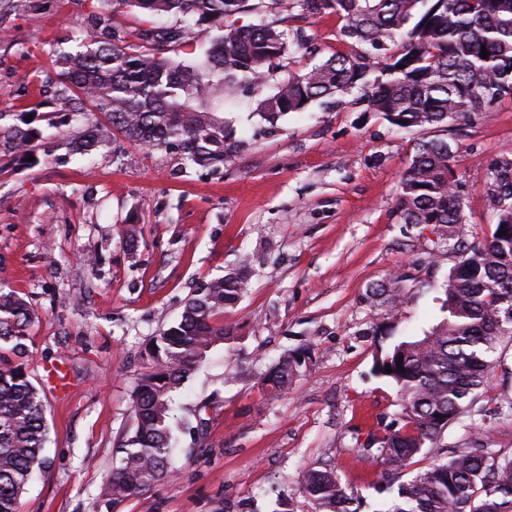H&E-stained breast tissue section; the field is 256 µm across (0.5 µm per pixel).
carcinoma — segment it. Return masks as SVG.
I'll return each mask as SVG.
<instances>
[{
  "label": "carcinoma",
  "instance_id": "carcinoma-1",
  "mask_svg": "<svg viewBox=\"0 0 512 512\" xmlns=\"http://www.w3.org/2000/svg\"><path fill=\"white\" fill-rule=\"evenodd\" d=\"M100 12L86 35L85 52L60 53L66 88L90 108V132L69 138L71 151L87 155L112 131L153 150L175 147L187 165L224 164V91L281 60L299 37L269 24L238 26L233 17L273 8L305 17L334 15L344 37L368 53L332 56L288 75L260 103L270 123L304 112L321 98L359 92L369 112L391 126L418 134L400 179L397 213L404 224L431 229L437 244H453L460 259L441 286L443 318L420 338L403 339L374 358L372 373L397 389L401 418L367 435L363 448L373 460L400 473L425 448L440 442L462 417L480 429L489 413L512 417V395L486 404L493 361L503 343L512 344V152L490 167L487 193L496 218L490 236L468 243L464 199L453 169L454 150L428 131L448 126L497 100L512 99V0H99ZM128 4L153 18L191 16L195 25L224 23V33L195 64L163 57L157 46L179 43L185 31L151 25L135 33L118 20L114 4ZM489 52L481 57L482 49ZM18 159L40 146L38 129L26 120L0 130ZM505 230L500 237L498 232ZM249 288L245 269L229 271L185 304L181 319L154 342L152 364L133 390L134 427L102 483L107 506L150 489L177 470L173 456L174 393L216 345L235 339L217 320ZM397 312L404 304L403 278L368 290ZM31 313L26 303L0 294V340L23 354ZM306 365L302 354L286 353L263 378L269 395L288 390ZM392 372H386V367ZM46 418L38 389L22 366L0 367V512H17L33 473L43 466ZM312 512H359L360 495L343 486L332 468L312 469L301 482ZM383 512H512V452L479 439L398 485Z\"/></svg>",
  "mask_w": 512,
  "mask_h": 512
}]
</instances>
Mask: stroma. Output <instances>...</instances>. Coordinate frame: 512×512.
Returning <instances> with one entry per match:
<instances>
[{"mask_svg":"<svg viewBox=\"0 0 512 512\" xmlns=\"http://www.w3.org/2000/svg\"><path fill=\"white\" fill-rule=\"evenodd\" d=\"M97 10L96 0H0V113L34 110L55 137L30 166L9 164L0 140V276L32 312L21 362L48 425L43 468L18 512H273L279 498L312 512L301 480L323 467L359 491L362 512H375L381 468L360 453L400 406L373 375V357L390 343L387 327L407 338L441 320L435 287L457 261L395 213L414 134L366 111L353 92L273 124L261 117L260 100L289 70L362 52L325 15L296 20L307 50L291 49L262 84L232 91L223 168H188L176 151L118 133L91 154L71 153L64 137L82 124L62 109L55 59L81 50ZM433 134L454 149L466 218L483 240L494 222L488 168L512 150V100ZM130 222L140 228L133 241L123 233ZM244 261L250 287L223 316L235 342L215 346L174 397L185 423L175 432L179 474L107 510L99 486L134 426L132 392L153 337ZM403 273L417 284L393 319L366 293ZM304 348L308 367L269 399L267 370ZM56 361L72 377L64 394L45 379Z\"/></svg>","mask_w":512,"mask_h":512,"instance_id":"35a3bbf8","label":"stroma"}]
</instances>
